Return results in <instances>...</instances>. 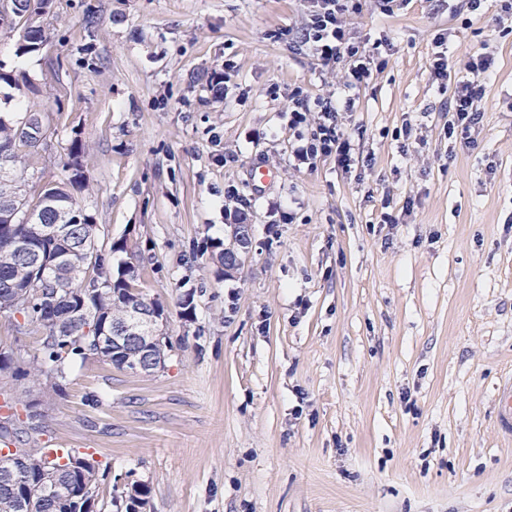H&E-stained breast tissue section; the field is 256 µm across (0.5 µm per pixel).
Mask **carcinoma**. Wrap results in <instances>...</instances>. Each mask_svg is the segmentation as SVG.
Segmentation results:
<instances>
[{"label":"carcinoma","instance_id":"1","mask_svg":"<svg viewBox=\"0 0 512 512\" xmlns=\"http://www.w3.org/2000/svg\"><path fill=\"white\" fill-rule=\"evenodd\" d=\"M15 6L4 25L24 21L17 45L21 55L37 54L50 36L42 24L52 0H12ZM45 146L26 137L19 124L0 115V313L12 318L16 332L41 333L39 347L22 355L0 351V373L19 381L30 376L53 378L57 395L74 362L97 355L122 368L126 346L112 347V332L130 319V308L162 316L164 307L145 297L136 283L138 269L127 261L112 270V253L126 251L117 241L109 250L98 245L93 215L79 208L74 192L90 187L85 173L86 145L72 141L60 182L39 186L28 196L15 169ZM22 472L15 481L0 479V512H94L96 492L107 475L70 450L50 455L34 444L15 449ZM149 489L130 482L125 512H139Z\"/></svg>","mask_w":512,"mask_h":512}]
</instances>
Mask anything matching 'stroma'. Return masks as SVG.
<instances>
[{
	"label": "stroma",
	"mask_w": 512,
	"mask_h": 512,
	"mask_svg": "<svg viewBox=\"0 0 512 512\" xmlns=\"http://www.w3.org/2000/svg\"><path fill=\"white\" fill-rule=\"evenodd\" d=\"M95 26H88L87 12ZM448 0H365L354 37L381 42L382 72L344 116L349 167L298 166L294 94L335 93L343 67L300 51L305 0H54L51 38L0 65V113L51 117L37 166L58 182L88 146L99 241L125 240L138 288L165 308L150 374L89 357L64 395H39L40 445L92 456L150 494L146 512H512V443L493 387L512 375V23ZM459 76L496 57L473 145L448 138V91L430 78L435 35ZM275 180L254 188L253 163ZM392 223H384V214ZM253 226L224 276L211 240ZM194 309L183 316L185 293Z\"/></svg>",
	"instance_id": "obj_1"
}]
</instances>
